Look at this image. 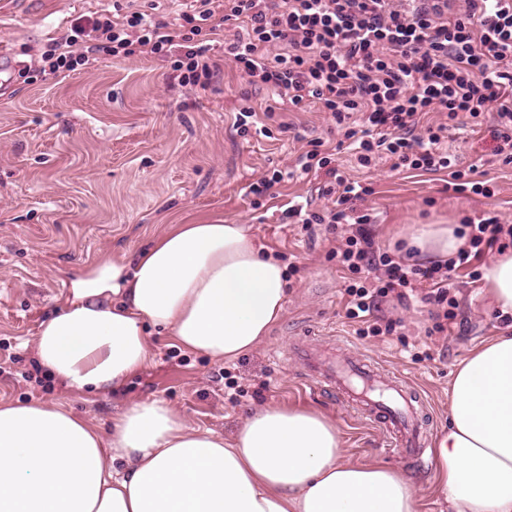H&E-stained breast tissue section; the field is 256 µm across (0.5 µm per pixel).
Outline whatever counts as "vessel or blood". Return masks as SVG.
I'll use <instances>...</instances> for the list:
<instances>
[{"label":"vessel or blood","instance_id":"vessel-or-blood-1","mask_svg":"<svg viewBox=\"0 0 512 512\" xmlns=\"http://www.w3.org/2000/svg\"><path fill=\"white\" fill-rule=\"evenodd\" d=\"M306 341L297 344L305 374L345 399L366 420L376 423L387 445L427 467L434 433L426 401L405 379L374 362L353 358L328 362L306 352Z\"/></svg>","mask_w":512,"mask_h":512}]
</instances>
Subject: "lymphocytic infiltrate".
<instances>
[{
  "mask_svg": "<svg viewBox=\"0 0 512 512\" xmlns=\"http://www.w3.org/2000/svg\"><path fill=\"white\" fill-rule=\"evenodd\" d=\"M214 41L223 42L249 85L273 89L297 109L318 104L343 129L361 166L384 155L400 166L448 170L453 193L489 195L441 143L491 110L494 153L512 163V0H187L174 22L129 10L73 25L43 52L40 70L87 71L102 52L116 58L145 52L169 62L183 84L204 90L220 72L208 55ZM432 112L444 123H426ZM336 154L322 139L306 141L299 169L328 177L325 194L333 205L322 211L294 205L285 216L349 226L334 253L357 276L344 289L346 318L363 324L364 334H391L392 322L374 315L379 302L390 296L403 302L416 292L433 307V332H447L458 307L450 281L485 249H506L512 225L494 216L470 223L456 256L430 266L376 254L369 218L353 207L372 189L344 177ZM379 265L382 278L359 280Z\"/></svg>",
  "mask_w": 512,
  "mask_h": 512,
  "instance_id": "1",
  "label": "lymphocytic infiltrate"
}]
</instances>
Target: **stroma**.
Returning <instances> with one entry per match:
<instances>
[{"instance_id": "stroma-1", "label": "stroma", "mask_w": 512, "mask_h": 512, "mask_svg": "<svg viewBox=\"0 0 512 512\" xmlns=\"http://www.w3.org/2000/svg\"><path fill=\"white\" fill-rule=\"evenodd\" d=\"M158 8L175 18L171 0H0V46L12 65L0 73V404L39 400L107 428L129 404L162 399L186 423L232 438L250 411L269 404L313 409L333 418L344 460L380 464L411 480L419 512H448L436 468L388 454L383 435L328 390L307 381L293 347L299 337L346 347L395 371L422 389L435 434L448 423V387L460 361L506 330L483 280L453 279L457 319L447 334L432 333L427 307L387 298L382 317L395 320L391 335L363 336L345 316L342 289L348 272L331 254L342 231L286 221L291 203L328 206L324 177L295 174L301 137L336 139L317 105L291 111L273 92L252 93L257 112L273 109L270 136L241 135L235 118L249 86L224 58L207 89L185 87L165 62L147 54L100 55L94 69L67 77L40 74L51 39L72 24L93 20L112 5ZM250 92V91H249ZM292 123L283 132L279 122ZM487 131L450 142L458 165H477L476 180L490 196L454 194L447 172L394 168L379 158L358 167L337 157L347 178L371 183L359 202L374 219L377 251L402 257L413 227L467 224L498 216L512 225V164L492 156ZM288 177L266 194L249 186L273 170ZM246 224L258 243L291 265L281 319L253 351L233 361L182 350L153 336L150 367L107 393L79 392L51 378L38 362L33 340L41 322L60 306L70 278L109 255L133 259L178 224Z\"/></svg>"}]
</instances>
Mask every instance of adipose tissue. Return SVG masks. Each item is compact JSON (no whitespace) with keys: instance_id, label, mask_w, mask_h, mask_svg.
Masks as SVG:
<instances>
[{"instance_id":"obj_1","label":"adipose tissue","mask_w":512,"mask_h":512,"mask_svg":"<svg viewBox=\"0 0 512 512\" xmlns=\"http://www.w3.org/2000/svg\"><path fill=\"white\" fill-rule=\"evenodd\" d=\"M464 243L429 224L408 245L435 260ZM512 313V251L483 269ZM286 269L243 224H179L134 261L101 257L72 277L34 350L67 387L107 392L152 361L150 330L216 360L254 350L279 321ZM448 512H512V335L463 360L448 430L433 448ZM0 512H418L411 481L342 459L323 413L269 405L232 440L186 424L161 399L128 406L101 431L60 405L0 404Z\"/></svg>"}]
</instances>
